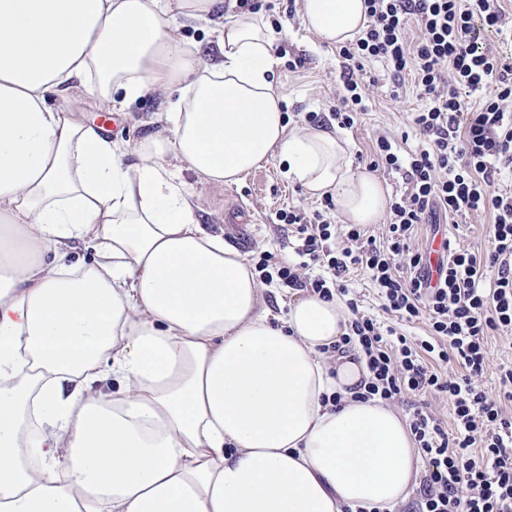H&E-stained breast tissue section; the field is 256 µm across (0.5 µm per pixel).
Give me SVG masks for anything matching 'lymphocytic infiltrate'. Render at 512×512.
I'll list each match as a JSON object with an SVG mask.
<instances>
[{
    "label": "lymphocytic infiltrate",
    "instance_id": "lymphocytic-infiltrate-1",
    "mask_svg": "<svg viewBox=\"0 0 512 512\" xmlns=\"http://www.w3.org/2000/svg\"><path fill=\"white\" fill-rule=\"evenodd\" d=\"M366 28L339 50L343 88L332 114L344 127L364 112L356 75L363 61L383 62L394 77L409 73L423 102L412 122L426 148L401 153L388 136L377 138L373 168L398 173L407 187L385 218V241L359 225L336 244L337 229L320 211L283 212L295 226L297 262L268 250L256 266L263 283L322 298L341 297L350 333L332 352H357L370 378L366 397L389 402L402 395L443 394L451 424L419 407L409 419L421 451L425 479L417 512H512V364H493L488 339L512 335V63L484 45L482 34L512 38L495 0H366ZM418 30L410 40V30ZM498 86L484 90L490 79ZM479 96L478 107L467 99ZM487 212L490 250L448 249V260L430 283L425 251L413 247L414 230L439 231V215ZM363 269L398 320L425 321L426 338L410 339L362 313L344 277ZM495 370L498 387L482 379Z\"/></svg>",
    "mask_w": 512,
    "mask_h": 512
}]
</instances>
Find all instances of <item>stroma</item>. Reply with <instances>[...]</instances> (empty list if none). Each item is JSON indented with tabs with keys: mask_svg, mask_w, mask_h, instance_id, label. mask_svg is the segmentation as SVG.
<instances>
[{
	"mask_svg": "<svg viewBox=\"0 0 512 512\" xmlns=\"http://www.w3.org/2000/svg\"><path fill=\"white\" fill-rule=\"evenodd\" d=\"M253 4L271 26L283 32L276 47L278 64L273 78L287 96L283 110L288 132L308 127V117L313 113L321 117L322 128L339 129L337 120L331 116L343 91V63L338 46L310 48L311 36L303 31L297 14L302 7L300 0H253ZM292 60L297 61V68H289ZM363 78L376 84L366 101L367 113L361 123L341 131L352 144L355 167L366 171L375 157L378 136L390 137L404 153L421 148L424 140L411 122L412 112L422 102L410 76L393 78L384 63L372 61L365 63ZM161 102V96L151 94L108 110L96 95L80 89L73 93L68 104L72 110L98 122L106 115H113L117 121L113 135L125 141L142 133L143 121L158 111ZM180 178L195 195L199 205L196 218L205 231L223 235L225 244L238 246L249 262H256L261 249L295 261L291 247L295 234L291 226L282 224L279 214L289 207H315L319 201L308 197L299 184L285 177L278 159H271L230 185L205 180L186 168L182 169ZM242 210L249 213V223H225V216ZM491 222L490 214L472 213L448 219L443 228L461 246L486 251L490 248Z\"/></svg>",
	"mask_w": 512,
	"mask_h": 512,
	"instance_id": "1",
	"label": "stroma"
}]
</instances>
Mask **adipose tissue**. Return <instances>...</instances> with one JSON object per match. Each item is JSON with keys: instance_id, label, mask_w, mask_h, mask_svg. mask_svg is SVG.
I'll return each mask as SVG.
<instances>
[{"instance_id": "1", "label": "adipose tissue", "mask_w": 512, "mask_h": 512, "mask_svg": "<svg viewBox=\"0 0 512 512\" xmlns=\"http://www.w3.org/2000/svg\"><path fill=\"white\" fill-rule=\"evenodd\" d=\"M343 44L364 0H303ZM210 25L214 53L177 36ZM275 33L224 0H0V512H391L416 482L406 422L330 354L343 302L272 315L253 266L198 224L176 172L276 158L348 224L389 190L338 132L288 133ZM161 94L134 143L67 110ZM91 262L71 261L77 245ZM112 378L105 395L93 382ZM64 477H56V468Z\"/></svg>"}]
</instances>
